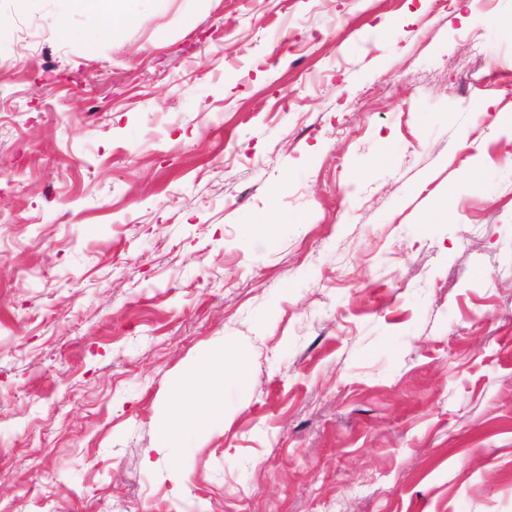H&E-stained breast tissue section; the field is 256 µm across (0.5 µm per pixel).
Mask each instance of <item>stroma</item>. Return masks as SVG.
Masks as SVG:
<instances>
[{
	"label": "stroma",
	"instance_id": "obj_1",
	"mask_svg": "<svg viewBox=\"0 0 512 512\" xmlns=\"http://www.w3.org/2000/svg\"><path fill=\"white\" fill-rule=\"evenodd\" d=\"M508 16L0 0V512H512ZM139 0H65L66 8L97 13L112 24L115 19L128 20ZM229 376H240V370L229 364L224 354L197 363L190 372L188 384L176 395L159 425V440L163 444L172 443L189 431L205 432L224 421L217 382L224 383V378Z\"/></svg>",
	"mask_w": 512,
	"mask_h": 512
}]
</instances>
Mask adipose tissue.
<instances>
[{"mask_svg": "<svg viewBox=\"0 0 512 512\" xmlns=\"http://www.w3.org/2000/svg\"><path fill=\"white\" fill-rule=\"evenodd\" d=\"M238 373V367L229 364L221 355L197 363L190 372L187 385L176 395L159 426L161 442H174L190 431H208L223 421L218 383Z\"/></svg>", "mask_w": 512, "mask_h": 512, "instance_id": "1", "label": "adipose tissue"}]
</instances>
